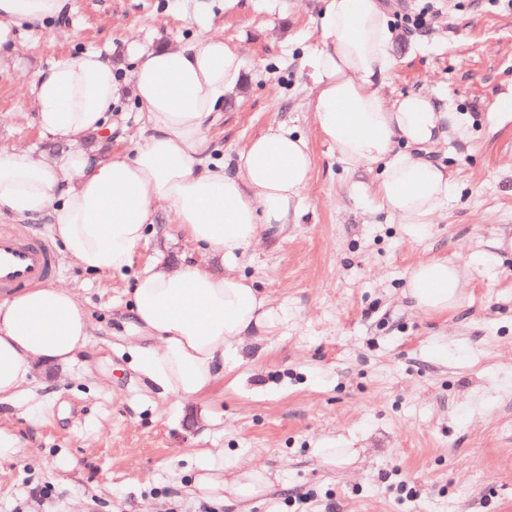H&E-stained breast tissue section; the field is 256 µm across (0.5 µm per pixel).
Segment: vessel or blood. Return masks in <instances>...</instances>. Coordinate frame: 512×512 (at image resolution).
<instances>
[{
	"label": "vessel or blood",
	"mask_w": 512,
	"mask_h": 512,
	"mask_svg": "<svg viewBox=\"0 0 512 512\" xmlns=\"http://www.w3.org/2000/svg\"><path fill=\"white\" fill-rule=\"evenodd\" d=\"M59 267L50 240L17 235L9 225L0 226V295H11L51 280Z\"/></svg>",
	"instance_id": "obj_1"
}]
</instances>
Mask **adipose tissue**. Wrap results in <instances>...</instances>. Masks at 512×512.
Instances as JSON below:
<instances>
[{
    "instance_id": "adipose-tissue-1",
    "label": "adipose tissue",
    "mask_w": 512,
    "mask_h": 512,
    "mask_svg": "<svg viewBox=\"0 0 512 512\" xmlns=\"http://www.w3.org/2000/svg\"><path fill=\"white\" fill-rule=\"evenodd\" d=\"M61 0H0V34L18 22L41 25ZM324 48L310 102L317 132L338 160L358 171L385 168L372 190L400 224H433L454 191L448 172L427 158L467 118L424 93L390 103L379 84L395 65L388 17L379 0H330L322 17ZM244 77L240 52L214 33L184 48L145 49L130 86L109 54L62 57L25 77L22 95L44 138L66 144L59 155L0 147V213L24 224L48 222L63 251L85 272L109 276L129 267L159 216L208 260L144 267L130 311L149 343L138 367L166 395L188 399L207 390L245 340L274 333L279 308L234 263L264 229L296 223L313 162L307 141L281 126L250 141L234 169L210 160L208 122ZM146 115L148 131L129 132L131 151L103 147L124 91ZM458 268L419 263L406 293L423 313L461 298ZM93 327L68 284L50 283L0 298V400L14 398L35 361L64 366L86 351Z\"/></svg>"
}]
</instances>
